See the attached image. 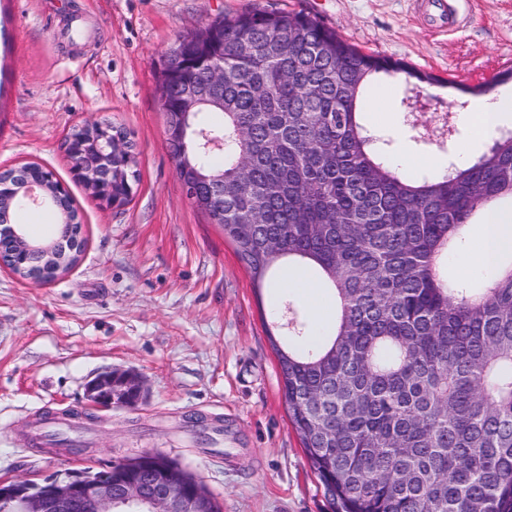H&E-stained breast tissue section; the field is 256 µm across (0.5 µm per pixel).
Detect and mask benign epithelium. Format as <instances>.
<instances>
[{"instance_id": "benign-epithelium-1", "label": "benign epithelium", "mask_w": 512, "mask_h": 512, "mask_svg": "<svg viewBox=\"0 0 512 512\" xmlns=\"http://www.w3.org/2000/svg\"><path fill=\"white\" fill-rule=\"evenodd\" d=\"M79 131L84 137L79 147L84 161L74 176L93 199L112 206L124 204L113 192V185L128 180L127 172H116V157L125 155L134 160L126 135L107 121L84 124ZM64 195L65 187L51 171L43 177H31L23 169L0 171V238L9 239L13 247L9 256L0 254L1 268L21 280L46 284L76 266L72 256L84 251L82 225L77 218L71 216L66 223L57 225L55 235L47 240H36L24 232V225L11 222L16 199H23L28 206L53 203L65 211ZM129 390L141 391L136 376L109 372L88 383L87 396L96 404L110 407L128 403ZM127 464V460L113 462L98 471L68 473L41 483L0 480V512H117L119 502L131 512H214L210 494L199 491L188 497L180 493L183 479L176 467L168 468L149 487L142 478L113 485V468Z\"/></svg>"}]
</instances>
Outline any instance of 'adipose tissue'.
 Returning a JSON list of instances; mask_svg holds the SVG:
<instances>
[{"instance_id":"obj_1","label":"adipose tissue","mask_w":512,"mask_h":512,"mask_svg":"<svg viewBox=\"0 0 512 512\" xmlns=\"http://www.w3.org/2000/svg\"><path fill=\"white\" fill-rule=\"evenodd\" d=\"M464 121L473 132L481 135L512 122V93L495 94L476 100L466 112ZM509 252H512V210H494L487 213L480 225L473 249L463 258V266L491 276L498 271V258ZM279 283L282 288L299 290L306 301L312 302L314 334H321L333 323L334 310L314 301L318 288L314 280L291 269L281 276Z\"/></svg>"}]
</instances>
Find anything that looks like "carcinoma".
Segmentation results:
<instances>
[{"label":"carcinoma","mask_w":512,"mask_h":512,"mask_svg":"<svg viewBox=\"0 0 512 512\" xmlns=\"http://www.w3.org/2000/svg\"><path fill=\"white\" fill-rule=\"evenodd\" d=\"M175 165L224 180L208 209L260 283L316 269L336 322L311 341L268 332L289 420L332 512H512V261L484 288L443 272L477 213L512 200V142L484 163L405 176L363 120L372 75L439 78L364 53L303 10L224 16L222 37L170 54ZM224 69L223 105L195 109L224 149L181 151L182 99Z\"/></svg>","instance_id":"obj_1"}]
</instances>
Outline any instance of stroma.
Returning a JSON list of instances; mask_svg holds the SVG:
<instances>
[{"label": "stroma", "instance_id": "stroma-1", "mask_svg": "<svg viewBox=\"0 0 512 512\" xmlns=\"http://www.w3.org/2000/svg\"><path fill=\"white\" fill-rule=\"evenodd\" d=\"M258 6L305 10L344 39L435 75L381 74L365 119L391 130L390 157L448 156L473 142L461 115L512 67V0H467L471 20L430 34L418 0H0V168L36 163L68 189L86 248L55 282L0 268V479L35 483L144 454L180 463L224 512H331L291 426L277 355L276 312L311 310L263 285L234 244L186 198L166 143L158 82L162 56L216 16ZM448 116L451 141L414 139L406 104ZM109 121L134 148L127 203L92 199L64 151L72 128ZM143 382L132 406L96 407L88 383L105 372Z\"/></svg>", "mask_w": 512, "mask_h": 512}]
</instances>
